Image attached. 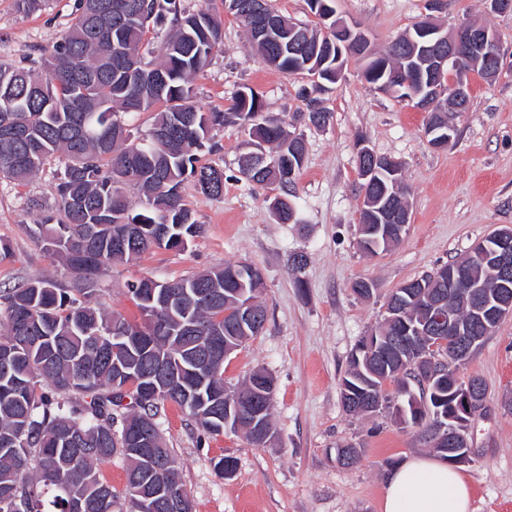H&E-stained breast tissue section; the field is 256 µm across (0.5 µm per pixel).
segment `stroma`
Segmentation results:
<instances>
[{
  "label": "stroma",
  "mask_w": 512,
  "mask_h": 512,
  "mask_svg": "<svg viewBox=\"0 0 512 512\" xmlns=\"http://www.w3.org/2000/svg\"><path fill=\"white\" fill-rule=\"evenodd\" d=\"M78 0H40L21 11L17 0H0V61L41 62L61 40ZM192 10L222 14L224 43L195 80L197 102L226 110L237 90H256L266 112L291 120L316 101L328 114L324 127L297 124L306 158L297 180V220L278 223L266 188L235 180L240 158L251 148L247 129L237 125L213 133L218 152L201 150V162H219L229 181L212 198L185 184L183 197L205 231L183 251L156 249L114 266L99 282L103 309L138 318L128 282L149 275L174 280L222 266L251 263L264 274L261 299L267 308L262 333L224 363L233 385L253 369L273 377V441L249 443L243 432L203 434L181 410L167 406L159 420L168 448L181 463L182 480L194 512H379L389 464L427 453L416 429L400 425L388 411L372 417L348 415L339 380L351 350L384 314L385 295L405 281L465 256L494 230L512 226V14H495L486 0H336V14L358 23L380 52L423 14L435 12L445 27L478 23L501 40L504 68L491 81L474 77L467 111L450 120L457 136L444 150L424 134L427 115L364 80L362 60L348 58L337 83L314 82L268 66L250 48L247 35L222 0H183ZM392 157L403 168L412 221L387 252L370 256L358 240L357 143ZM55 157L23 183L0 179V238L12 253L0 259V290L35 278L67 282L71 274L25 231L42 213L29 199L53 204ZM302 254L307 265L292 271ZM370 280L376 291L364 299L352 286ZM461 376L480 377L487 389L482 410L470 421L472 460L463 471L472 489L473 512H512V316L472 353ZM363 443L354 467L336 461L337 448ZM224 456L238 465L220 478L213 464Z\"/></svg>",
  "instance_id": "1"
}]
</instances>
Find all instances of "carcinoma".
<instances>
[{
    "label": "carcinoma",
    "instance_id": "1",
    "mask_svg": "<svg viewBox=\"0 0 512 512\" xmlns=\"http://www.w3.org/2000/svg\"><path fill=\"white\" fill-rule=\"evenodd\" d=\"M122 5L119 22L108 23L93 4ZM171 16L173 28L161 46V61H144L140 52L152 41L149 26ZM248 42L264 60L291 74L319 68V79L336 82V51H315L329 42L321 24L288 34L286 16L265 41L252 37L253 22L235 10ZM414 32L391 43L382 59L365 66L367 83L394 87L401 99L407 88L397 79L414 49ZM224 42L219 15L189 12L180 0H78L75 15L60 42L43 59L40 73L0 62V128L27 127L24 140L0 137V178L25 181L58 153L68 161L54 184L55 211L28 226L29 234L52 255L62 258L76 277L67 285L39 278L0 294V512H103L104 501L124 500L127 512H165L163 496L154 495V475L145 461L124 448L127 421L148 427L157 437L165 465V487L185 493L180 467L163 442L158 422L166 405L178 406L203 432H210L206 408L181 396V381L203 383L206 403H224V349L198 358L197 343L226 336L234 344L254 337L237 330L240 307L257 298L263 283L259 267L226 262L186 278L158 281L146 276L127 285L140 320L91 304L96 279L112 264L139 258L152 249L185 250L204 225L185 203L180 189L191 180L210 197L224 194V167L199 164L198 150L211 132L226 124L248 129L252 151L267 154V164L245 181L278 184L287 202L271 209L287 223L305 161L302 135L285 121L264 112L258 93L237 91L226 112L205 111L195 103L193 81ZM152 113L151 130H166L170 140L155 143L147 135L129 140L124 116ZM137 166L158 172L165 187L146 178L126 179ZM145 197L141 209L128 192ZM141 226L135 245L112 247V231ZM395 243L375 225L358 241L376 255ZM402 332L399 321L384 319L375 332L387 345ZM136 363L152 375L165 361L177 379L146 393L122 392L116 362ZM419 389L423 405L406 402L408 426L425 430L435 414L448 412V385L421 386L416 366L405 359L350 355L339 383L341 403L369 400L376 411L396 409L407 387ZM115 456L126 463L127 495L121 497L101 474Z\"/></svg>",
    "mask_w": 512,
    "mask_h": 512
}]
</instances>
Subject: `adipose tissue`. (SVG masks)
Instances as JSON below:
<instances>
[{"label": "adipose tissue", "instance_id": "1", "mask_svg": "<svg viewBox=\"0 0 512 512\" xmlns=\"http://www.w3.org/2000/svg\"><path fill=\"white\" fill-rule=\"evenodd\" d=\"M381 512H472L471 486L459 466L417 454L386 479Z\"/></svg>", "mask_w": 512, "mask_h": 512}]
</instances>
